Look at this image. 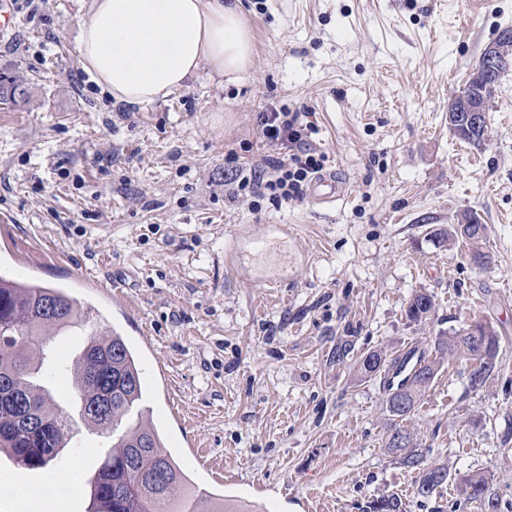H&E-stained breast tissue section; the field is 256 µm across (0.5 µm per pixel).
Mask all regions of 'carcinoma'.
Instances as JSON below:
<instances>
[{
    "label": "carcinoma",
    "instance_id": "1",
    "mask_svg": "<svg viewBox=\"0 0 512 512\" xmlns=\"http://www.w3.org/2000/svg\"><path fill=\"white\" fill-rule=\"evenodd\" d=\"M507 60L502 77L481 84L475 105L489 109L503 78L512 73V44L503 48ZM485 224H451L439 233L442 242L463 239L474 246L480 263L489 255L479 249L486 238ZM434 300L424 291L416 293L406 316L425 321L432 315ZM89 308L62 286L51 287L20 280L0 271V453L28 470L48 467L71 441V421L59 411L51 391L35 382L46 359L49 334L64 331L87 320ZM486 329L474 336L470 328L440 334L436 356L388 358L369 351L357 361L364 378H378L386 395L390 415L403 419L417 407L434 382L445 357L466 356L479 362L470 377L471 386H484L496 367L499 338L485 320ZM72 383L80 399L84 424L102 435H112V453L85 484L88 512H238L239 505H211L213 496L197 491L164 448L160 433L148 415L126 424V412L142 399L141 369L135 351L122 331L112 326L92 334L73 365ZM399 464L417 472L416 494L430 496L448 480L445 465L426 466L424 455L410 433L393 428L385 444ZM460 490L470 503L484 512L489 478L473 474L461 479ZM366 512H406L402 499L382 495L368 502Z\"/></svg>",
    "mask_w": 512,
    "mask_h": 512
}]
</instances>
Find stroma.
Here are the masks:
<instances>
[{
  "label": "stroma",
  "instance_id": "1",
  "mask_svg": "<svg viewBox=\"0 0 512 512\" xmlns=\"http://www.w3.org/2000/svg\"><path fill=\"white\" fill-rule=\"evenodd\" d=\"M11 2L0 76L27 92L0 102V270L65 286L96 313L50 341L41 379L63 411H76L70 366L88 334L116 325L198 488L264 512H364L390 494L407 512H474L459 478L481 472L496 512H512V75L485 146L448 129L450 99L512 28V0H243L250 70L200 74L141 107L115 102L82 66L91 0ZM271 102L307 113L309 143L349 187L336 205L231 197L243 166L276 157L257 122ZM466 209L488 226L489 264L430 240ZM263 224L277 225L280 248L235 260ZM419 291L435 311L413 323ZM476 318L500 340L486 385H470L475 361L452 359L402 422L426 465L448 468L422 498L384 448L385 393L358 378L356 356L430 354L439 333ZM346 340L354 352L337 359ZM188 436L223 479L184 448ZM103 442L79 425L46 469L1 456L0 512H87Z\"/></svg>",
  "mask_w": 512,
  "mask_h": 512
}]
</instances>
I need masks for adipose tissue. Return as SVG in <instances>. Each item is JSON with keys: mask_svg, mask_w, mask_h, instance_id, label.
<instances>
[{"mask_svg": "<svg viewBox=\"0 0 512 512\" xmlns=\"http://www.w3.org/2000/svg\"><path fill=\"white\" fill-rule=\"evenodd\" d=\"M78 49L83 67L128 105L186 88L204 67L237 79L254 56L240 0H92Z\"/></svg>", "mask_w": 512, "mask_h": 512, "instance_id": "ef3b65f1", "label": "adipose tissue"}]
</instances>
